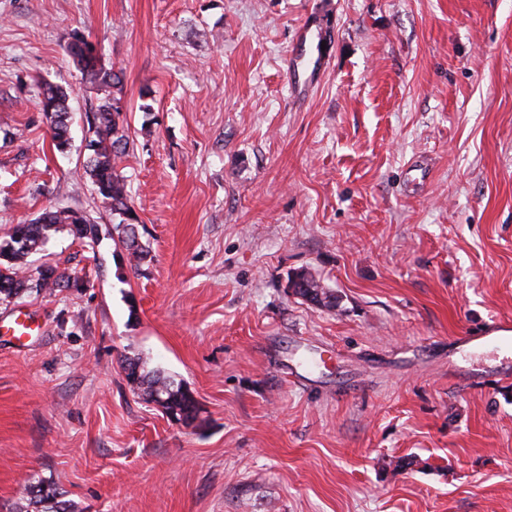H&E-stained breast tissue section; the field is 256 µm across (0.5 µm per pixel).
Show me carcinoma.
I'll return each instance as SVG.
<instances>
[{
    "label": "carcinoma",
    "mask_w": 512,
    "mask_h": 512,
    "mask_svg": "<svg viewBox=\"0 0 512 512\" xmlns=\"http://www.w3.org/2000/svg\"><path fill=\"white\" fill-rule=\"evenodd\" d=\"M67 52L82 73L105 93L96 112L86 117L88 138L83 170L105 208L112 213V227L101 230L84 213L68 208H50L26 224H13L0 236V303L10 304L29 293L51 295L69 289L74 277L66 270L48 265L33 282L23 275L25 258L40 250L51 233L67 230L84 247L95 248L102 234L124 249L139 267L150 255L149 245L138 232L139 220L131 205L128 183L121 173V163L129 150L128 123L123 102L122 78L114 69L105 68L96 46L83 35L74 33ZM38 95L40 110L50 126L53 145L63 150L69 144L72 112L68 93L58 85L42 83ZM288 289L321 308L336 307V293L323 287L309 272L302 270L288 278ZM126 378L142 391L143 399H155L165 412H171L189 426L197 421L199 403L182 383L158 370L145 369L141 358L123 361ZM61 492L39 481L29 485L16 512H73V505L60 500Z\"/></svg>",
    "instance_id": "1"
}]
</instances>
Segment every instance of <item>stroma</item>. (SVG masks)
<instances>
[{
    "label": "stroma",
    "instance_id": "35a3bbf8",
    "mask_svg": "<svg viewBox=\"0 0 512 512\" xmlns=\"http://www.w3.org/2000/svg\"><path fill=\"white\" fill-rule=\"evenodd\" d=\"M76 32L122 73L152 252L60 231L27 257L89 285L0 305L45 326L0 335V512L37 477L75 512H512V377L457 342L512 321V0H0V231L112 221ZM43 81L70 93L64 153ZM304 269L335 309L289 294ZM128 357L202 423L145 402ZM123 369L130 384L142 391L146 402L150 399L157 402L166 413L172 412L183 420L184 425H192L198 420L199 403L184 384L158 370H146L145 362L139 357L126 358ZM155 395L157 398L153 399Z\"/></svg>",
    "mask_w": 512,
    "mask_h": 512
}]
</instances>
